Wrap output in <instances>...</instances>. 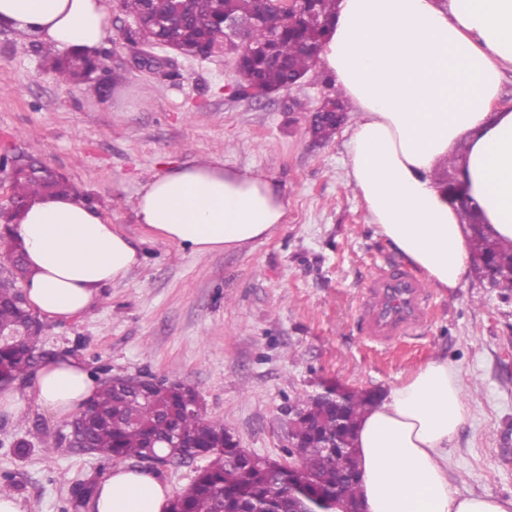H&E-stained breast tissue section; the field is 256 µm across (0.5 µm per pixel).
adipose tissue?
I'll return each mask as SVG.
<instances>
[{
  "instance_id": "adipose-tissue-1",
  "label": "adipose tissue",
  "mask_w": 512,
  "mask_h": 512,
  "mask_svg": "<svg viewBox=\"0 0 512 512\" xmlns=\"http://www.w3.org/2000/svg\"><path fill=\"white\" fill-rule=\"evenodd\" d=\"M0 27L87 50L108 36L104 0H0ZM317 65L356 109L347 175L376 235L432 287L459 288L471 265L470 230L436 179L458 144L466 146L458 180L490 233L512 240V109L497 105L512 69V0H339ZM287 214L266 178L212 162L155 176L136 204L139 223L200 255L256 242ZM9 232L24 246L26 298L49 319L83 314L139 262L125 235L74 194L36 199ZM34 385L61 417L95 392L68 358L43 366ZM467 417L459 372L446 358L390 386L354 434L363 512H512L511 503L449 480L448 446ZM168 503L150 471L119 466L91 509L166 512Z\"/></svg>"
}]
</instances>
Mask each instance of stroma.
<instances>
[{
	"instance_id": "35a3bbf8",
	"label": "stroma",
	"mask_w": 512,
	"mask_h": 512,
	"mask_svg": "<svg viewBox=\"0 0 512 512\" xmlns=\"http://www.w3.org/2000/svg\"><path fill=\"white\" fill-rule=\"evenodd\" d=\"M101 49L122 80L98 97L45 67L57 47L0 29V152L20 151L64 175L122 232L141 263L72 319H42L41 347L80 361L92 379L121 375L196 389L207 419L249 453L282 460L288 407L331 384L386 390L434 356L458 369L468 421L448 446L460 491L512 500V294L469 269L461 288L432 289L420 334L383 347L358 329L360 292L398 257L375 235L348 183L345 142L354 112L329 140L311 133L336 86L310 70L299 87L245 94L232 55L178 56L159 78L128 66L119 25ZM217 159L274 184L288 221L236 250L199 255L139 224L142 187L170 165ZM24 405L0 411V479L24 512H66L72 489L105 478L110 462L58 447L65 418L39 402L33 379L12 386ZM31 443L22 458L17 441ZM50 452H43L44 443Z\"/></svg>"
}]
</instances>
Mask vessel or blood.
Wrapping results in <instances>:
<instances>
[{
  "mask_svg": "<svg viewBox=\"0 0 512 512\" xmlns=\"http://www.w3.org/2000/svg\"><path fill=\"white\" fill-rule=\"evenodd\" d=\"M427 283L401 268H379L368 280L358 308L365 338L388 344L423 328L431 317Z\"/></svg>",
  "mask_w": 512,
  "mask_h": 512,
  "instance_id": "1",
  "label": "vessel or blood"
}]
</instances>
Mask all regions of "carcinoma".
I'll use <instances>...</instances> for the list:
<instances>
[{
  "label": "carcinoma",
  "instance_id": "obj_1",
  "mask_svg": "<svg viewBox=\"0 0 512 512\" xmlns=\"http://www.w3.org/2000/svg\"><path fill=\"white\" fill-rule=\"evenodd\" d=\"M317 26L301 20L282 24L274 43L276 61L271 62L252 52V47L224 38V51L241 58L237 71L246 88L265 86L285 89L315 65L316 53L310 49L325 36L335 13L336 0H313ZM124 13L139 18L145 14L156 20L169 18L172 0H121ZM187 12L191 20L173 26L168 35L186 52L208 50L219 38L223 13H248L262 21L277 14L276 0H191ZM46 61L48 69L62 84L78 81L70 56ZM346 111L345 101L336 96L325 100V116H314L312 132L320 140L331 138L337 128L336 113ZM72 186L63 176L44 177L19 169L13 179L11 204L0 210V218L10 223L25 204L45 193L67 195ZM472 249L477 259L489 260L501 271H512V242L489 239L474 229ZM8 264V275L0 278V329L9 331L25 319V307L16 283L23 275L15 249L0 252V265ZM40 335L29 333L18 344L11 337L0 338V384L8 387L27 378L34 364L19 356L24 351L38 353ZM196 398L195 390L182 383H147L139 390L120 391L112 378L100 380L92 398L94 422L87 433L91 454L106 461L134 459L151 455L163 463L196 454L207 460L200 467L190 487L172 498L168 512H291L307 501L297 495L302 491L319 498L338 494L342 507L351 510L360 504L361 471L353 435L358 421L375 401V395L347 391L341 399L330 394L304 396L297 401L300 414L293 422L290 435L299 447L289 453L298 461L293 470L281 465L245 456L230 447L228 429L206 420L202 412L185 411L188 401ZM179 431L191 447L184 448L172 436ZM155 438V447H149ZM332 442L335 448L323 444ZM97 480L92 477L76 484L70 500L72 512L80 509L96 494Z\"/></svg>",
  "mask_w": 512,
  "mask_h": 512
}]
</instances>
